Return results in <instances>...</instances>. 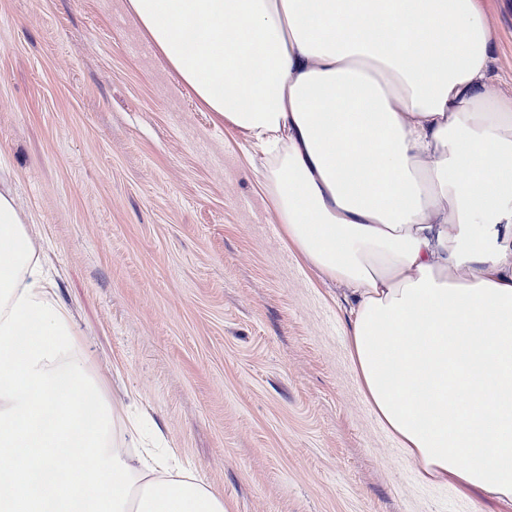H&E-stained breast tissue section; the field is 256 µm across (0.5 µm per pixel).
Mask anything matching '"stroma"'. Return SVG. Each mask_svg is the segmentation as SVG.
I'll list each match as a JSON object with an SVG mask.
<instances>
[{"label":"stroma","mask_w":512,"mask_h":512,"mask_svg":"<svg viewBox=\"0 0 512 512\" xmlns=\"http://www.w3.org/2000/svg\"><path fill=\"white\" fill-rule=\"evenodd\" d=\"M512 96V0H487ZM260 158L126 0H0V177L115 411L146 413L227 512H491L378 421L344 289L282 234Z\"/></svg>","instance_id":"stroma-1"}]
</instances>
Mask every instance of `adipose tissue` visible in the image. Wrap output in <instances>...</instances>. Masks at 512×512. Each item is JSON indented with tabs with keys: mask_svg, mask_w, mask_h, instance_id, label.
<instances>
[{
	"mask_svg": "<svg viewBox=\"0 0 512 512\" xmlns=\"http://www.w3.org/2000/svg\"><path fill=\"white\" fill-rule=\"evenodd\" d=\"M266 159L289 242L346 286L362 393L421 478L512 504V97L483 0H128ZM0 183V512H225L126 448Z\"/></svg>",
	"mask_w": 512,
	"mask_h": 512,
	"instance_id": "ef3b65f1",
	"label": "adipose tissue"
}]
</instances>
